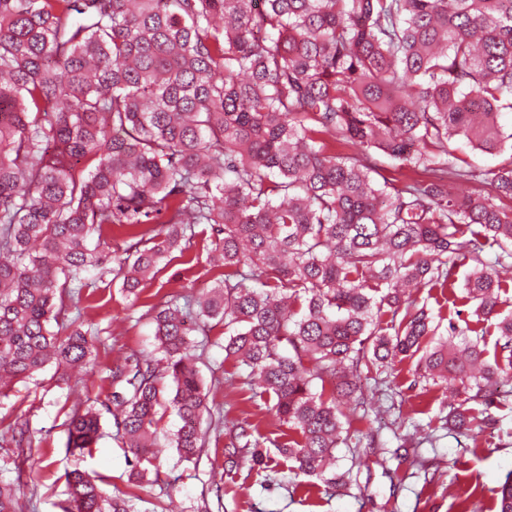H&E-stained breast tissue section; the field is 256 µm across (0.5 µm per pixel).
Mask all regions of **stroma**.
<instances>
[{
    "instance_id": "1",
    "label": "stroma",
    "mask_w": 512,
    "mask_h": 512,
    "mask_svg": "<svg viewBox=\"0 0 512 512\" xmlns=\"http://www.w3.org/2000/svg\"><path fill=\"white\" fill-rule=\"evenodd\" d=\"M207 243H194L176 255L145 282L139 298H131L102 279L84 289L82 320L99 331L93 342L94 361L79 376L61 379L54 366L39 375V385L16 384L8 396H0V483L13 484L24 512H61L66 499L65 473L79 467L100 476L107 494L133 491L135 512H469L470 508L495 506L501 482L512 470V405L492 410L495 422L478 438L441 428L450 402L439 387L422 381L410 363L398 365L388 375L387 395L376 413L351 416L352 427L367 432L378 425L379 440L395 449L413 428L431 429L434 444L422 445L424 457L435 458L439 471L432 483L414 472L410 461L382 458L367 441L337 449L339 470L350 473L346 487L336 493L324 488H293L285 466H278L272 489H264L263 475L241 470L236 490L217 491L218 467L224 461V435L214 429L216 418H245L255 424L261 446L272 449L283 433L268 397L243 387L234 361L224 357V328L213 326L208 335L195 336L192 354L206 387L210 417L204 418L205 446L196 462L180 461L165 436L177 419L166 415L164 436L147 462V474L139 487L129 488L128 454L114 438L111 414H103L102 435L92 454H70L66 448L67 422L80 400L106 397L112 391L110 370L130 352H154V325L150 305L182 291L200 295L212 287L217 273L206 260ZM28 427L23 445L12 439L15 423Z\"/></svg>"
}]
</instances>
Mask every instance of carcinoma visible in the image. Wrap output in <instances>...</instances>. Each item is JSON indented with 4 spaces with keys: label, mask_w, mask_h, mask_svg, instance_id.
I'll return each mask as SVG.
<instances>
[{
    "label": "carcinoma",
    "mask_w": 512,
    "mask_h": 512,
    "mask_svg": "<svg viewBox=\"0 0 512 512\" xmlns=\"http://www.w3.org/2000/svg\"><path fill=\"white\" fill-rule=\"evenodd\" d=\"M507 112L512 0H0V395L89 363L95 332L68 317L74 297L108 274L139 295L201 225L214 285L149 307L155 352L112 368V404L73 413L69 452L91 450L110 410L142 479L170 411V444L196 458L210 408L190 319L224 325V359L273 397L296 477L345 484L340 402L406 358L454 393L448 430L472 431L512 381ZM455 137L500 162L456 166ZM374 153L411 176L376 182ZM110 225L130 229L125 247L90 245ZM421 288L493 326L501 358L470 324L442 327ZM256 432L224 421L226 478L268 468ZM66 484L62 512H132L133 495L108 497L84 471ZM497 507L512 512V473ZM0 512H17L9 484Z\"/></svg>",
    "instance_id": "obj_1"
}]
</instances>
